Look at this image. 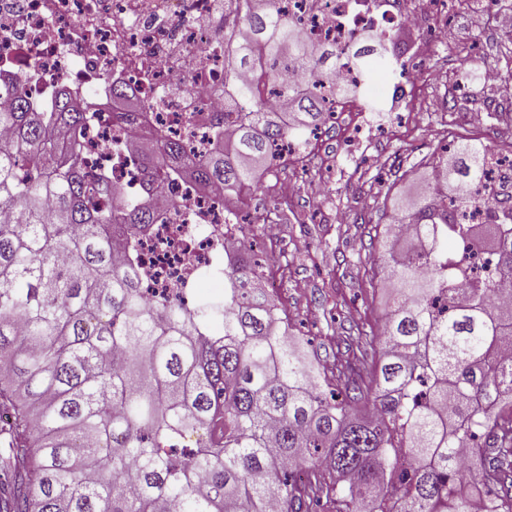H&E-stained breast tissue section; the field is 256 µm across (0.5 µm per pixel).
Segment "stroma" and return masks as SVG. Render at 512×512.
Instances as JSON below:
<instances>
[{"label":"stroma","mask_w":512,"mask_h":512,"mask_svg":"<svg viewBox=\"0 0 512 512\" xmlns=\"http://www.w3.org/2000/svg\"><path fill=\"white\" fill-rule=\"evenodd\" d=\"M413 45L421 55L408 61L403 112L342 114L308 157L264 175L250 202L256 221L243 234L258 256H281L273 298L306 358L326 367L393 306L379 276L386 230L400 198L424 191L432 154L467 141L512 153V81L483 80L512 60V0H448L445 21L425 18L397 50ZM288 180L297 190L284 201L277 187ZM268 216L279 227L273 244L263 238Z\"/></svg>","instance_id":"1"}]
</instances>
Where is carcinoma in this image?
<instances>
[{"mask_svg":"<svg viewBox=\"0 0 512 512\" xmlns=\"http://www.w3.org/2000/svg\"><path fill=\"white\" fill-rule=\"evenodd\" d=\"M248 36L224 46L225 122L235 139L189 159L158 137L139 172L238 194L275 147L325 124L309 78L396 68L376 31L338 50L305 40L275 0L224 20ZM262 63L257 83L233 74ZM305 76L296 85L280 72ZM0 108V512H473L460 488H488L485 512H512V223L463 212L489 193L492 148L443 149L398 224L383 281L395 306L377 362L346 349L334 368L303 364L288 320L256 285L250 251L224 263V299L149 300L135 246L170 211L128 197L88 168L97 113L68 95L37 111L20 78ZM285 95L291 111L271 104ZM442 195L452 206L440 207ZM195 439L194 444L188 440Z\"/></svg>","mask_w":512,"mask_h":512,"instance_id":"obj_1","label":"carcinoma"}]
</instances>
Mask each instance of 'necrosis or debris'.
I'll return each instance as SVG.
<instances>
[{
  "label": "necrosis or debris",
  "mask_w": 512,
  "mask_h": 512,
  "mask_svg": "<svg viewBox=\"0 0 512 512\" xmlns=\"http://www.w3.org/2000/svg\"><path fill=\"white\" fill-rule=\"evenodd\" d=\"M219 0H0V71L26 77L30 99L50 109L60 89L102 112L86 131L90 161L124 183L145 188L136 169L146 133L180 140L189 156L216 148L212 117L224 111V43L235 34ZM446 0H281L288 19L313 42L344 48L372 26L397 32L420 25L423 13L442 16ZM144 100L151 116L113 125L106 119L112 83ZM178 211L152 225L137 244L141 285L148 296L195 301L203 280H224V255L239 249L227 231L224 191L198 193L163 182Z\"/></svg>",
  "instance_id": "obj_1"
}]
</instances>
